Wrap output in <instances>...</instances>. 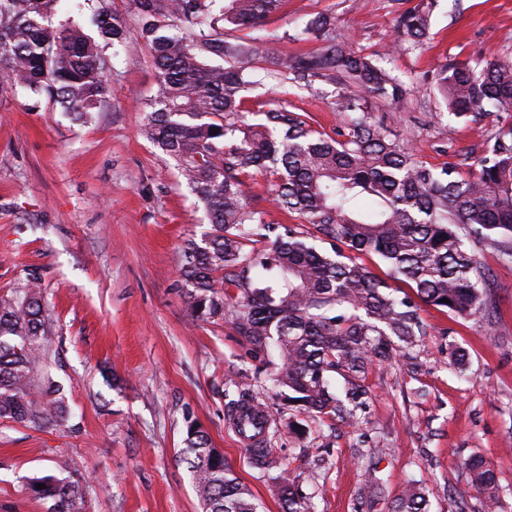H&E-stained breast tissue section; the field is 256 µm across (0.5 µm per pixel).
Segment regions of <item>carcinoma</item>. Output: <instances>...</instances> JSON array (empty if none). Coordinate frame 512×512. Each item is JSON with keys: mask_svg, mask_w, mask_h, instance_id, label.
<instances>
[{"mask_svg": "<svg viewBox=\"0 0 512 512\" xmlns=\"http://www.w3.org/2000/svg\"><path fill=\"white\" fill-rule=\"evenodd\" d=\"M62 0H0V94L19 89L44 96L81 117L99 110L112 69L104 48L122 47L137 36L150 49L159 80L147 103L142 132L177 161L180 176L212 224L207 239L183 249L182 276L187 304L203 321L224 315V285L239 290L233 324L259 350L275 347L281 364L272 376L288 391V402L314 417H336L353 425L365 405L362 383L369 365L390 363L402 348L426 334L416 305L396 297L345 249L369 252L384 263L390 278L402 281L424 303L463 319L496 315L494 286L476 257L489 246L512 264V123L498 127L475 172L418 160L393 131L371 123L372 100L403 106L407 89L374 59L353 51L318 16L304 34L322 43L307 55H276L283 75L337 81L336 106L356 117L328 137L310 129L298 112L272 107L249 122L241 110L254 55L250 30L279 11L283 0H129L138 28L131 31L112 10V0H68V12L93 4L84 33L71 17L55 20ZM430 12H403L396 29L407 47L423 41ZM221 59L222 65L210 61ZM438 91L456 119L512 117V64L497 60L459 61L436 77ZM275 176V201L310 224L283 231L249 206L243 177ZM330 242L322 249L317 242ZM262 247L257 248L255 244ZM41 289L31 285L0 295V419L37 427L59 426L68 416L60 387L40 377L50 349ZM350 378L344 395L330 390L329 374ZM256 411L271 417L246 388L232 403L238 433H250L244 417ZM187 464L207 512H256L248 490L224 458L216 457L208 434L187 424ZM248 448L255 468L281 467L267 447ZM474 489L487 494L483 512H501L492 490L498 478L482 458L465 462ZM44 484L46 488L37 489ZM30 493L48 512H81L79 484L54 476L32 477ZM283 512H311L308 502L281 480ZM395 512H428L425 494L412 484L397 499Z\"/></svg>", "mask_w": 512, "mask_h": 512, "instance_id": "carcinoma-1", "label": "carcinoma"}]
</instances>
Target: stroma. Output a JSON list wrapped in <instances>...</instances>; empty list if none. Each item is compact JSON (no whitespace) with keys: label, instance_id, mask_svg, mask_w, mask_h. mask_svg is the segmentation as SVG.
<instances>
[{"label":"stroma","instance_id":"obj_1","mask_svg":"<svg viewBox=\"0 0 512 512\" xmlns=\"http://www.w3.org/2000/svg\"><path fill=\"white\" fill-rule=\"evenodd\" d=\"M417 2L285 0L253 30L254 46L315 52L319 42L302 29L327 16L354 51L408 86L400 112L378 100L369 120L395 129L419 160L467 176L498 120L449 118L435 76L456 60L512 63V0H432L429 35L407 50L395 23ZM254 70L262 84L246 91L245 111L285 106L327 135L344 127L334 83L313 96L272 77L263 57ZM158 89L148 50L134 40L114 54L92 118L21 90L0 95V294L32 279L41 285L46 367L71 411L61 426L0 420V512H44L26 480L57 473L79 484L83 512H203L181 460L190 419L222 450L258 512H281L278 471L254 469L229 423L225 392L235 382L250 385L273 415L271 445L311 512H395L411 483L425 492L429 512H451L459 497L467 512H481L482 495L463 467L475 454L495 471L503 512H512V264L478 251L494 280L493 322L420 305L427 335L396 361L369 366L356 425L299 416L270 382L275 352L256 351L230 317L203 321L190 312L182 248L211 226L176 161L140 132ZM244 191L269 223H294L275 206L269 175L246 177ZM458 348L468 355L463 371L450 362ZM295 420L306 438L289 429ZM62 460L76 469L59 472ZM372 471L383 492L360 497Z\"/></svg>","mask_w":512,"mask_h":512}]
</instances>
